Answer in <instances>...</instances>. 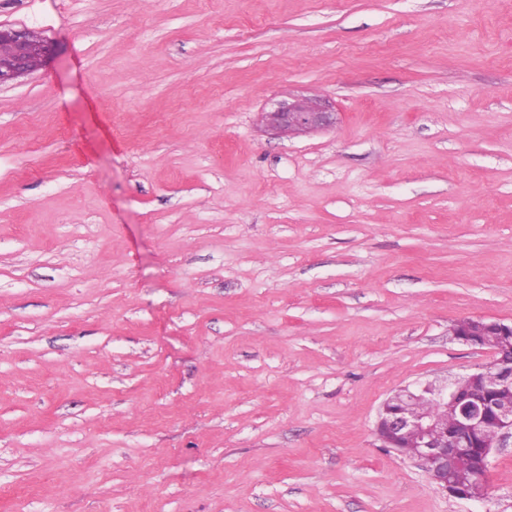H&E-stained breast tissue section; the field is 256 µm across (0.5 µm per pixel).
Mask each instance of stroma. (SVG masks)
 <instances>
[{"label": "stroma", "mask_w": 512, "mask_h": 512, "mask_svg": "<svg viewBox=\"0 0 512 512\" xmlns=\"http://www.w3.org/2000/svg\"><path fill=\"white\" fill-rule=\"evenodd\" d=\"M0 512H512L383 402L512 323V0H0ZM329 101L335 127L262 115ZM0 42L11 48L8 55L0 58V85L39 69L52 51L47 41L25 29L0 26ZM267 125L278 134H304L336 124V112L310 98L281 100L265 116Z\"/></svg>", "instance_id": "stroma-1"}]
</instances>
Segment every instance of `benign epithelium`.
I'll return each instance as SVG.
<instances>
[{
  "instance_id": "benign-epithelium-1",
  "label": "benign epithelium",
  "mask_w": 512,
  "mask_h": 512,
  "mask_svg": "<svg viewBox=\"0 0 512 512\" xmlns=\"http://www.w3.org/2000/svg\"><path fill=\"white\" fill-rule=\"evenodd\" d=\"M0 42L11 48L8 55L0 58V85L39 69L52 51L47 41L25 29L0 26ZM265 119L276 133L296 135L333 127L336 113L317 100L296 98L277 102ZM456 340L491 350L495 360L460 379L418 383L391 396L379 412L376 433L385 447L399 454L404 448L411 449L407 457L419 463L428 480L439 490L459 499L479 500L485 496L487 468L493 450L512 442V402H496L491 398L492 392L512 385V361L500 347L476 343L460 335ZM489 369L497 371L493 385L484 381V372ZM411 400H429L438 406L455 407V428L448 430L431 411L419 408L405 413L398 408ZM488 429L496 430V434L483 448L486 472L478 483L464 488L456 476L457 464L470 453L474 439Z\"/></svg>"
}]
</instances>
